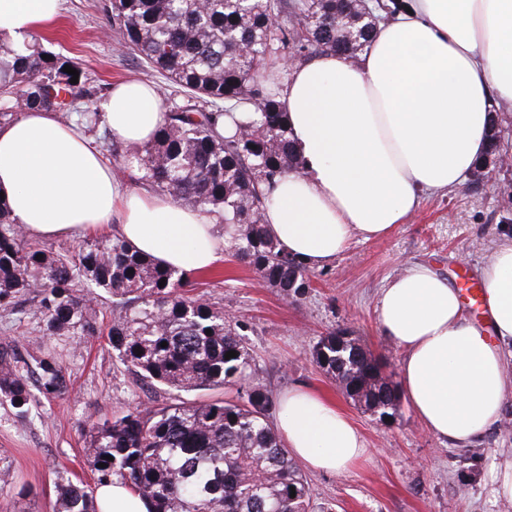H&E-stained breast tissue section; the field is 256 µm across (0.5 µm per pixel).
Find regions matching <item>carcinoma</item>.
Segmentation results:
<instances>
[{
	"label": "carcinoma",
	"instance_id": "cac0c4a2",
	"mask_svg": "<svg viewBox=\"0 0 512 512\" xmlns=\"http://www.w3.org/2000/svg\"><path fill=\"white\" fill-rule=\"evenodd\" d=\"M361 9L360 0H110L119 44L190 100L167 112L139 154L122 156L123 169L180 205L224 212L234 225L235 258L285 293L306 286V266L267 233L263 211L274 186L303 170V160L277 94L264 87L265 74L288 47L304 57H357L389 7H370L355 40L341 39V24ZM66 65L80 69L37 42L0 45V120L27 110L65 111L97 134L104 122L97 91L82 75L70 83ZM193 279L116 234L60 252L29 237L0 199V311L18 314V305H28L43 323L41 335L67 346L97 332L105 305L108 342L125 369L151 390L178 392L110 420L83 422L96 485L119 477L149 512H308L306 482L270 422L271 394L259 384L241 385L251 356L237 325L192 294ZM229 351L237 356L225 358ZM311 355L361 408L397 414L396 386L357 339L338 346L336 334L324 336ZM226 385L238 386L236 398L181 397ZM68 392L55 353L26 357L15 341L0 342V405L17 422L27 423L40 399ZM56 488L52 512H100L94 489L76 475L58 473Z\"/></svg>",
	"mask_w": 512,
	"mask_h": 512
}]
</instances>
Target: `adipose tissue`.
Here are the masks:
<instances>
[{
    "label": "adipose tissue",
    "instance_id": "1",
    "mask_svg": "<svg viewBox=\"0 0 512 512\" xmlns=\"http://www.w3.org/2000/svg\"><path fill=\"white\" fill-rule=\"evenodd\" d=\"M61 0H0V36L31 39ZM279 100L302 173L271 192L267 232L310 267L354 239L390 234L422 195L458 188L488 148L491 112L512 105V0H400L357 60L323 53L290 66ZM113 135L139 146L164 122L152 85L129 81L100 103ZM0 195L38 239L119 232L182 272L215 267L233 233L221 213L138 192L118 180L93 140L56 113L0 125ZM497 346L467 315L453 282L425 263L390 278L377 301L384 336L404 351L400 379L426 430L466 447L496 428L512 376V240L481 271ZM279 434L309 469L338 474L364 441L331 399L297 386L279 401ZM102 512H148L121 479L97 488Z\"/></svg>",
    "mask_w": 512,
    "mask_h": 512
}]
</instances>
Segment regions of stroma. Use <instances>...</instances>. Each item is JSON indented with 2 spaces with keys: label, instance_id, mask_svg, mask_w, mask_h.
Segmentation results:
<instances>
[{
  "label": "stroma",
  "instance_id": "stroma-1",
  "mask_svg": "<svg viewBox=\"0 0 512 512\" xmlns=\"http://www.w3.org/2000/svg\"><path fill=\"white\" fill-rule=\"evenodd\" d=\"M109 0H63L60 17L39 33L48 50L79 62L92 85L139 79L153 83L164 109L185 104L184 93L123 51L110 20ZM484 182L423 197L406 223L385 238L357 240L328 265L309 271V287L285 294L260 280L232 255L199 278L198 292L241 324L253 361L249 380L272 395L305 385L333 399L359 429L363 459L341 474L304 470L314 512H512L493 494L491 468L500 450L512 448V391L505 425L475 445L459 449L425 430L408 403L378 420L347 398L335 380L313 362L311 350L332 332L357 337L392 381L400 379L402 348L383 336L376 300L389 278L421 262L442 275L481 267L512 231V168L490 166ZM69 392L43 402L32 423H17L0 406V460L12 471L14 491L0 497V512H52L56 473L85 481L80 424L86 417L112 418L146 402L148 393L125 371L106 336L63 354Z\"/></svg>",
  "mask_w": 512,
  "mask_h": 512
}]
</instances>
